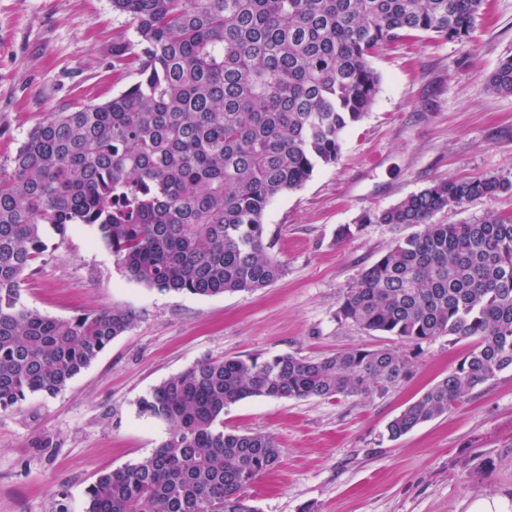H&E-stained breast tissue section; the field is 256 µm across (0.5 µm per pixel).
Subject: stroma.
I'll return each instance as SVG.
<instances>
[{
	"mask_svg": "<svg viewBox=\"0 0 512 512\" xmlns=\"http://www.w3.org/2000/svg\"><path fill=\"white\" fill-rule=\"evenodd\" d=\"M134 39L112 0H0V166L50 113L106 101L134 82L133 70L112 69L113 44ZM510 56L512 0H489L469 42L422 36L377 52L379 93L345 133L338 164L316 168L266 213V238L285 269L270 287L217 296L149 288L128 278L95 227L71 226L24 280L23 302L58 318L119 306L135 320L61 392L0 410V512H84L100 474L149 456L168 433L139 413V399L197 362L397 348L336 318L396 231L369 224L340 240L336 229L439 179L512 180V94L488 83ZM491 212L512 214V193L434 221ZM471 345H423L410 378L368 397H254L226 407V429L268 434L283 452L250 490L260 512H477L483 502L512 512V370L447 415L387 437L388 422Z\"/></svg>",
	"mask_w": 512,
	"mask_h": 512,
	"instance_id": "35a3bbf8",
	"label": "stroma"
}]
</instances>
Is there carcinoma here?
Masks as SVG:
<instances>
[{
  "mask_svg": "<svg viewBox=\"0 0 512 512\" xmlns=\"http://www.w3.org/2000/svg\"><path fill=\"white\" fill-rule=\"evenodd\" d=\"M485 2L112 0L136 33L112 59L137 80L50 114L11 170L0 168V410L59 393L133 323L119 307L53 318L22 302L25 275L69 226L96 227L126 275L149 288L216 296L270 286L284 266L265 242L267 208L339 161L344 133L379 90L370 57L416 34L466 42ZM489 85L512 94L511 57ZM508 192L512 180L499 176L439 180L356 225L420 230L360 273L338 320L415 349L473 340L387 424L393 440L512 370V216L432 222ZM411 366L390 348L200 362L139 400L168 434L149 456L100 475L85 512H258L248 490L282 450L267 434L225 430L226 406L369 396Z\"/></svg>",
  "mask_w": 512,
  "mask_h": 512,
  "instance_id": "obj_1",
  "label": "carcinoma"
}]
</instances>
